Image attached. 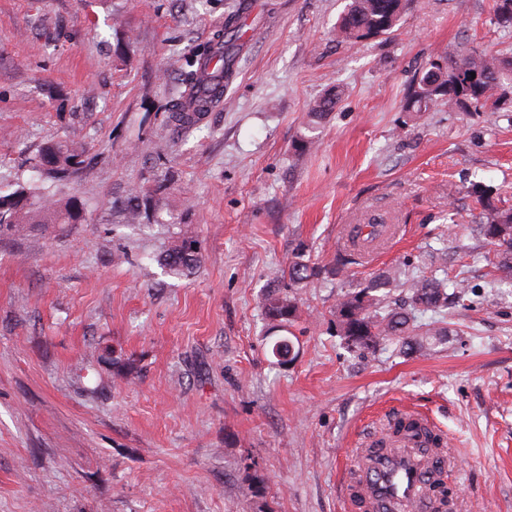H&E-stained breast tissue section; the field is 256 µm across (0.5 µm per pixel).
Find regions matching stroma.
<instances>
[{"label":"stroma","instance_id":"1","mask_svg":"<svg viewBox=\"0 0 512 512\" xmlns=\"http://www.w3.org/2000/svg\"><path fill=\"white\" fill-rule=\"evenodd\" d=\"M346 4L0 0V189L38 181L82 213L0 234V512H347L350 448L401 409L444 439L450 512H512V288L466 194L512 206V91L493 112L404 109L430 58L509 56L512 32L493 0H408L392 35L340 43ZM234 12L224 107L178 138L186 61ZM72 137L85 163L41 180L29 157ZM136 192L148 216L128 224ZM373 219L390 233L355 246ZM188 236L200 266L168 274ZM299 253L349 255L356 284L432 268L467 290L406 356L342 345L348 280L296 286L299 354L279 366L260 297Z\"/></svg>","mask_w":512,"mask_h":512}]
</instances>
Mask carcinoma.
I'll list each match as a JSON object with an SVG mask.
<instances>
[{"label": "carcinoma", "mask_w": 512, "mask_h": 512, "mask_svg": "<svg viewBox=\"0 0 512 512\" xmlns=\"http://www.w3.org/2000/svg\"><path fill=\"white\" fill-rule=\"evenodd\" d=\"M407 0H349L336 25V40L361 43L390 35L398 25ZM497 24L512 29V0H495ZM239 14L230 15L225 25L198 45L188 61L189 70L183 90L169 102L167 123L174 131L188 135L206 115L222 109L224 86L234 72L233 44L225 33L238 23ZM512 86V56L488 55L461 51L450 59L438 55L430 59L416 78L407 99L406 111L427 112L444 103L450 108L491 112L496 109L499 92ZM338 95L325 96L310 107L311 121L318 123L334 108ZM86 147L74 140L46 144L30 158L31 168L49 178L63 181L84 162ZM480 207L475 224L478 234L495 246L492 264L501 278L512 282V209L494 203L482 182L475 181L468 190ZM9 205L7 232L13 236L25 233L30 224H76L80 211L69 202L55 207L44 200L37 187L20 188L6 193L0 190V204ZM200 263L195 241L182 238L163 258V265L175 274L191 272ZM348 259L336 258L332 265H318L296 256L288 265L292 286L311 280L328 279L344 273ZM402 289L406 300H388L383 290ZM465 280L420 273L407 275L385 271L371 276L368 282L343 293L336 303V329L346 348L376 352L391 344L404 354L424 352L432 348L443 330L433 323H423L419 315L439 313L448 308V299L459 298ZM261 308L271 329L280 333L271 353L277 362L286 365L295 348L290 327L299 318L295 295L273 290L262 297Z\"/></svg>", "instance_id": "carcinoma-1"}]
</instances>
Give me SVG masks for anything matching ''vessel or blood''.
Listing matches in <instances>:
<instances>
[{
  "label": "vessel or blood",
  "instance_id": "obj_1",
  "mask_svg": "<svg viewBox=\"0 0 512 512\" xmlns=\"http://www.w3.org/2000/svg\"><path fill=\"white\" fill-rule=\"evenodd\" d=\"M347 497L360 512H443L442 449L376 426L351 456Z\"/></svg>",
  "mask_w": 512,
  "mask_h": 512
}]
</instances>
